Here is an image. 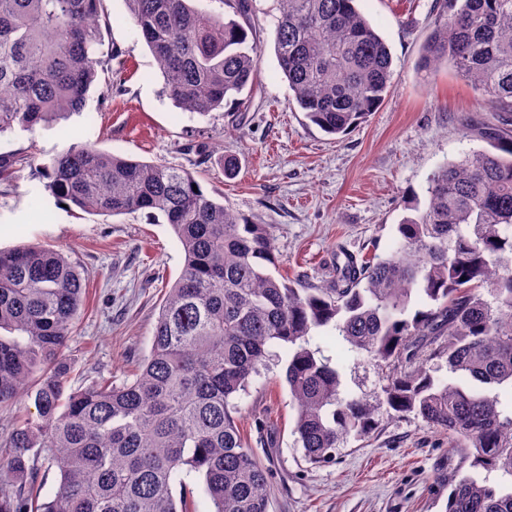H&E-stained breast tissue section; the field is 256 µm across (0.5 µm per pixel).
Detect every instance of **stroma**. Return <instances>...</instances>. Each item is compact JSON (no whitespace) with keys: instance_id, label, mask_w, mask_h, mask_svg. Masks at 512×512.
I'll list each match as a JSON object with an SVG mask.
<instances>
[{"instance_id":"obj_1","label":"stroma","mask_w":512,"mask_h":512,"mask_svg":"<svg viewBox=\"0 0 512 512\" xmlns=\"http://www.w3.org/2000/svg\"><path fill=\"white\" fill-rule=\"evenodd\" d=\"M435 0H358L392 55V87L360 127L342 138L309 123L278 63L276 0H252L251 23L263 48L249 101L201 117L163 95V78L128 19L125 0H105L117 44L120 84L101 71L83 112L51 128L0 137V149L31 156L19 179L0 186V249L39 244L63 252L86 284V298L66 356L69 387L97 378H131L149 354L167 288L184 265L181 245L162 216L144 212L105 218L61 206L41 169L81 142L123 157L192 170L208 195L256 224L269 225L280 273L329 280L337 247L385 254L412 196L431 174L481 142L463 136L461 119L484 121L488 99L452 68L419 70ZM212 149L199 166L188 143ZM237 158L235 175L225 156ZM342 367L345 386L379 395L380 371L335 340H319ZM238 420L252 454L270 471V512H443L458 464L446 436L414 417L381 409L367 438H348L333 462L305 461L292 433L295 407L283 366L269 361L237 397Z\"/></svg>"}]
</instances>
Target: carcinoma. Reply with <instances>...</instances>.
<instances>
[{"mask_svg": "<svg viewBox=\"0 0 512 512\" xmlns=\"http://www.w3.org/2000/svg\"><path fill=\"white\" fill-rule=\"evenodd\" d=\"M125 2L176 107L206 116L256 83L251 0H221L241 23L195 0ZM355 2L277 0L279 65L300 111L330 136L364 123L393 79L390 50ZM107 24L104 0H0V136L83 111L97 69L122 55L103 49ZM443 63L493 104L481 131L490 148L439 166L425 203L396 225L395 248L343 253L327 285L274 276L268 226L183 168L82 143L42 168L53 196L89 214L161 215L184 267L133 379L70 391L64 350L81 274L59 251L0 250V408L23 392L35 405L0 432V512H192L191 473L211 512H269V469L234 399L275 347L307 461L328 463L348 436L372 433L385 405L448 436L468 466L448 481L445 512H512V0H435L418 66ZM27 163L0 152V183ZM323 332L381 369V396L344 386L315 342ZM430 340L438 348L426 355ZM50 459L60 479L42 500Z\"/></svg>", "mask_w": 512, "mask_h": 512, "instance_id": "cac0c4a2", "label": "carcinoma"}]
</instances>
